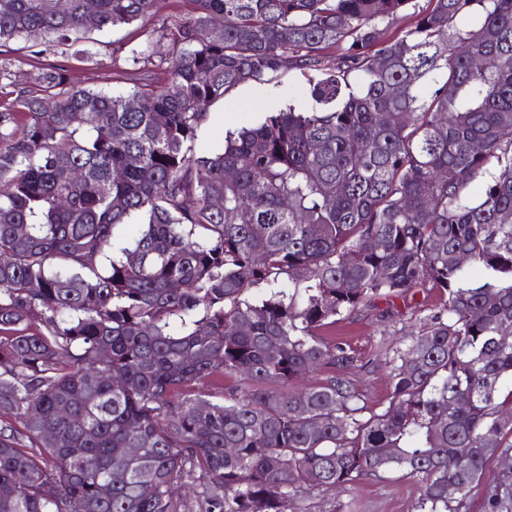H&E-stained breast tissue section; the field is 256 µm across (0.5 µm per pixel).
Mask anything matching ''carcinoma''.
<instances>
[{"mask_svg": "<svg viewBox=\"0 0 512 512\" xmlns=\"http://www.w3.org/2000/svg\"><path fill=\"white\" fill-rule=\"evenodd\" d=\"M164 2L0 0V46ZM189 2L161 87L9 91L0 60V512H307L393 472L461 512L512 452V0ZM291 70L307 107L196 152L212 104ZM433 290L377 410L329 331Z\"/></svg>", "mask_w": 512, "mask_h": 512, "instance_id": "obj_1", "label": "carcinoma"}]
</instances>
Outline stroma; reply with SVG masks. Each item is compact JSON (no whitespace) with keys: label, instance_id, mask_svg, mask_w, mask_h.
<instances>
[{"label":"stroma","instance_id":"1","mask_svg":"<svg viewBox=\"0 0 512 512\" xmlns=\"http://www.w3.org/2000/svg\"><path fill=\"white\" fill-rule=\"evenodd\" d=\"M189 0H166L158 17L137 27H119L107 34L94 35L86 48L92 59L77 61L71 50L54 48L33 59L22 44L11 43L6 47L17 88L28 87L36 75L37 64L63 69L71 81L88 89L136 87V80L120 75V65L113 59L118 51H130L138 45H152L155 51H166V43L160 42L157 31L162 24L190 10ZM309 88L306 74L294 70L282 74L271 82L250 83L233 89L226 100L216 102L210 108L209 120L201 130L195 148L200 152H215L222 148L227 132L250 127L263 121L266 113L295 106L302 107ZM415 297L384 298L378 300L375 309L360 312L351 321L337 325V337L346 340L357 352L368 358L369 366L356 376L369 403L383 406L390 387L387 369L377 363L381 350L406 341L417 332L419 316L414 308ZM416 485L412 479L398 474L382 480L361 481L352 491H328L317 494L309 512H330L333 505H342V512H416Z\"/></svg>","mask_w":512,"mask_h":512}]
</instances>
